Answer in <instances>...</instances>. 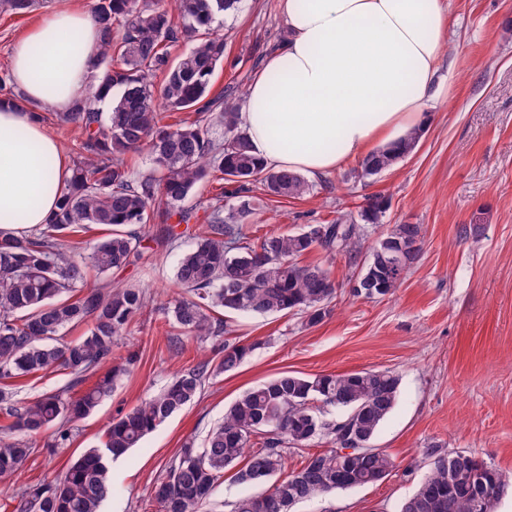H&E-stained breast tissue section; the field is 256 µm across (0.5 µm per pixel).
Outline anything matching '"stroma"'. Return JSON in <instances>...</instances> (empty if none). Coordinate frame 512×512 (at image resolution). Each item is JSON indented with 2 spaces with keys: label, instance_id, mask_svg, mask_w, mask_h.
<instances>
[{
  "label": "stroma",
  "instance_id": "stroma-1",
  "mask_svg": "<svg viewBox=\"0 0 512 512\" xmlns=\"http://www.w3.org/2000/svg\"><path fill=\"white\" fill-rule=\"evenodd\" d=\"M94 0H35L26 15L0 12V77L8 74L15 40L61 5L91 9ZM447 46L434 80L416 149L389 170L360 180L358 162L308 177L302 197L280 198L254 187L260 204L244 231L255 239L292 234L358 215L367 197L387 202L375 241L395 224H418L419 260L390 294L367 299L350 293L369 255H330L316 248L302 264L327 268L338 288L332 314L309 326L298 314H231L230 338L255 349L235 371L206 381L200 397L174 414L140 447L112 465V493L102 512H158L151 498L165 465L187 441L203 444L225 409L245 390L278 373L311 377L388 369L401 378L397 402L373 447L393 458L391 474L376 484L299 503L294 512H398L427 472L422 450L474 454L512 474V0H449ZM226 41L213 93L247 88L286 36L278 0H242L219 18ZM205 216L179 225L171 242L155 240L147 225V263L89 271L88 286L108 280L145 288L151 300L112 351L123 366L111 396L74 426L69 447L36 452L0 490V512H16L22 489L51 480L72 456L98 443L106 426L161 390L178 371L215 356V342L179 334L166 312L179 259L198 241Z\"/></svg>",
  "mask_w": 512,
  "mask_h": 512
}]
</instances>
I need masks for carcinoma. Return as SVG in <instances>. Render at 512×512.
Wrapping results in <instances>:
<instances>
[{
    "mask_svg": "<svg viewBox=\"0 0 512 512\" xmlns=\"http://www.w3.org/2000/svg\"><path fill=\"white\" fill-rule=\"evenodd\" d=\"M35 0H0V9L25 15ZM241 0H95L93 19L101 40L89 78V95L60 119L80 132L75 168L56 211L39 232L17 237L0 231V380L63 371L71 386L86 381L98 367L112 362V347L128 333L146 308L147 296L135 286L105 284L87 289L86 268L106 274L146 258L143 226L158 221L159 236L175 238L173 224H188L197 207L188 204L197 185L218 172L229 183H260L276 197L295 198L309 190L299 173L265 167L254 155L246 132L239 130L238 97L207 99L224 60V39L214 36L217 19L239 9ZM184 38L192 50L170 60L169 45ZM163 75L161 84L154 77ZM117 90L111 112L98 107L103 90ZM192 112L187 122L165 125L160 109ZM224 126V140L213 126ZM410 130L396 148L372 151L357 177L370 179L392 168L418 144ZM146 150L157 172L133 176L125 156ZM223 197L206 206L207 225L194 248L180 258L176 280L189 293L173 300L170 315L183 332L200 339L224 333L226 313L303 315L309 326L333 312L336 284L329 271L301 265L298 258L315 247L330 254L353 255L363 248L362 227L350 216L332 224H315L295 234H242L244 220L255 210L245 200L239 219L224 215ZM382 198L370 199L360 212L366 224H378ZM89 224L110 232L90 256L80 255L71 234ZM419 224H395L369 247L371 260L360 275L378 283L367 294L385 296L400 284L406 265L380 271L390 251L422 244ZM89 325V332L65 341L67 327ZM257 345L231 338L218 344V363L199 362L177 374L160 392L112 419L101 445L86 449L58 477L28 489L20 512H99L112 494V462L127 455L149 433L201 394L216 371L237 369ZM122 367H113L77 396L48 392L19 403L0 386V415L10 421L0 431V479L16 474L34 454L30 437L50 432L49 448H66L73 424L88 417L110 395ZM400 378L390 370L362 369L305 377L282 372L250 388L224 412L201 448L188 442L165 466L152 488L160 512H202L210 504L227 470L246 486L268 485L259 494L238 498L231 512H291L299 502L337 490L373 485L394 469L391 456L370 448L395 407ZM336 410L325 419L315 403ZM323 440L330 447L306 456L298 470L281 481L288 452ZM353 452L343 454L341 450ZM423 455L429 471L400 512H493L512 487V478L492 464L466 453L448 457L434 441Z\"/></svg>",
    "mask_w": 512,
    "mask_h": 512,
    "instance_id": "carcinoma-1",
    "label": "carcinoma"
}]
</instances>
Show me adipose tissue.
<instances>
[{"instance_id": "obj_1", "label": "adipose tissue", "mask_w": 512, "mask_h": 512, "mask_svg": "<svg viewBox=\"0 0 512 512\" xmlns=\"http://www.w3.org/2000/svg\"><path fill=\"white\" fill-rule=\"evenodd\" d=\"M278 9L288 35L239 114L266 167L323 175L425 126L447 39L443 0H279ZM99 41L90 13L69 7L15 41L19 95L0 102V231L34 229L55 211L70 158L39 113L87 95Z\"/></svg>"}]
</instances>
